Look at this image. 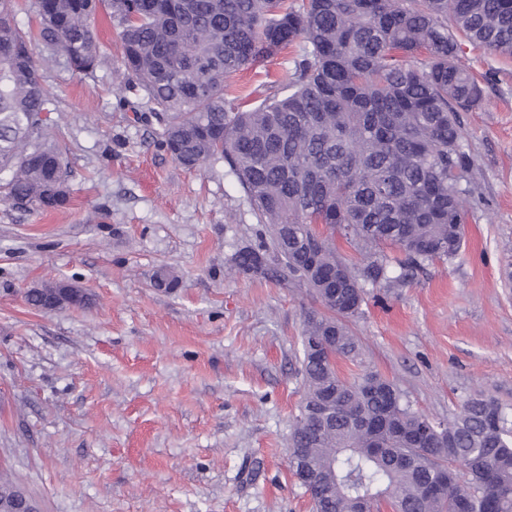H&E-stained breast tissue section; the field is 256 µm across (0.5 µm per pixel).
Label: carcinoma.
<instances>
[{"instance_id":"cac0c4a2","label":"carcinoma","mask_w":512,"mask_h":512,"mask_svg":"<svg viewBox=\"0 0 512 512\" xmlns=\"http://www.w3.org/2000/svg\"><path fill=\"white\" fill-rule=\"evenodd\" d=\"M142 2L36 0V25L23 29L18 0H0V200L42 212L69 203L42 70L93 75L105 11L127 85L145 99L137 119L185 168L224 160L263 224L235 272L304 286L325 310L304 321L289 441L315 512H371L380 498L397 512H512V409L473 395L437 421L381 374L336 369L360 357L345 320L362 314L365 288L460 253L474 167L460 114L484 91L459 55L467 41L512 56V0ZM290 46L287 83L247 109L227 92V79ZM323 340L326 354L313 350Z\"/></svg>"}]
</instances>
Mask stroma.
Returning <instances> with one entry per match:
<instances>
[{"label":"stroma","mask_w":512,"mask_h":512,"mask_svg":"<svg viewBox=\"0 0 512 512\" xmlns=\"http://www.w3.org/2000/svg\"><path fill=\"white\" fill-rule=\"evenodd\" d=\"M101 62L79 80L43 73L70 202L0 203V478L38 512H312L288 466L303 396V288L238 275L260 226L223 161L188 170L135 120L138 97L97 16ZM288 49L229 81L257 100L286 82ZM484 89L461 115L474 158L463 248L414 280L371 288L348 327L360 361L411 407L445 419L471 394L512 408V58L466 48ZM178 287L156 288L160 269ZM68 280L90 303L35 310L25 291Z\"/></svg>","instance_id":"obj_1"}]
</instances>
